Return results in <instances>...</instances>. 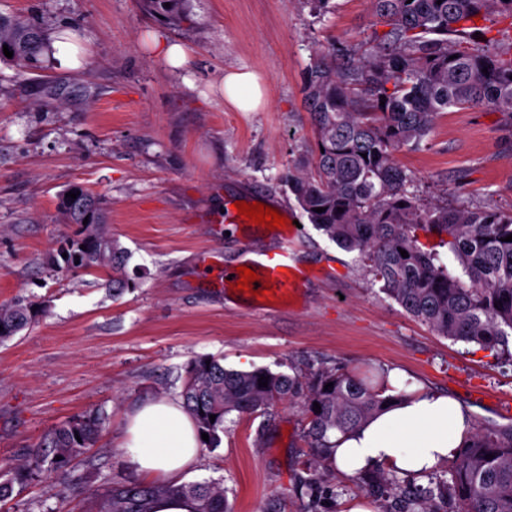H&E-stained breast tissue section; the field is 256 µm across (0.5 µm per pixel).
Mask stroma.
Listing matches in <instances>:
<instances>
[{
  "mask_svg": "<svg viewBox=\"0 0 512 512\" xmlns=\"http://www.w3.org/2000/svg\"><path fill=\"white\" fill-rule=\"evenodd\" d=\"M33 13L51 31L76 28L82 69L59 59L20 74L0 63V303L47 307L33 328L0 343V465L26 463L10 512H95L94 495L135 479L120 447L128 413L150 398L180 397L185 368L211 356L225 367L287 375L323 367H398L452 394L475 423L512 427V363L454 342L414 320L380 289L358 252L310 224L285 181L315 150L304 107L318 50L359 57L376 30L369 0H187L176 18L148 15L140 0H0V13ZM188 46L171 71L144 53L145 30ZM259 75L267 104L239 112L209 84L231 69ZM421 197L512 208V124L484 108H452L427 144L399 152ZM108 201L105 230L127 252L129 288L112 292L105 269L50 267L73 234L58 209L72 184ZM272 202L301 226L297 262L311 271L292 303L249 301L224 282L246 245L273 248L268 229L227 218L228 204ZM105 424L94 448L49 470L42 441L72 417ZM303 406L224 421L186 482H216L231 512H347L366 499L361 479L318 470L321 506L304 485L309 450Z\"/></svg>",
  "mask_w": 512,
  "mask_h": 512,
  "instance_id": "stroma-1",
  "label": "stroma"
}]
</instances>
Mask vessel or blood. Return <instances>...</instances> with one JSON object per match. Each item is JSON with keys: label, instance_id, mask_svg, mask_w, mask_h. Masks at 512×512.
<instances>
[{"label": "vessel or blood", "instance_id": "1", "mask_svg": "<svg viewBox=\"0 0 512 512\" xmlns=\"http://www.w3.org/2000/svg\"><path fill=\"white\" fill-rule=\"evenodd\" d=\"M296 236V225H289L280 235L279 246L261 251L259 261L250 265L251 270L260 276L259 281L253 284L254 289H262L263 278H271V299L296 296L308 277L295 261L292 244Z\"/></svg>", "mask_w": 512, "mask_h": 512}]
</instances>
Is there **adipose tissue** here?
I'll return each mask as SVG.
<instances>
[{
    "instance_id": "adipose-tissue-1",
    "label": "adipose tissue",
    "mask_w": 512,
    "mask_h": 512,
    "mask_svg": "<svg viewBox=\"0 0 512 512\" xmlns=\"http://www.w3.org/2000/svg\"><path fill=\"white\" fill-rule=\"evenodd\" d=\"M219 93L240 112H255L266 104L258 75L248 70L225 72ZM383 395L388 399L383 411L351 432L330 436L340 475L384 467L419 477L453 462L473 433L469 412L459 400L408 382L401 370L389 371ZM202 445L182 401L160 397L129 413L122 447L145 481L177 485L198 463Z\"/></svg>"
}]
</instances>
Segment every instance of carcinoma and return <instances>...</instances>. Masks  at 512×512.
I'll use <instances>...</instances> for the list:
<instances>
[{
	"label": "carcinoma",
	"mask_w": 512,
	"mask_h": 512,
	"mask_svg": "<svg viewBox=\"0 0 512 512\" xmlns=\"http://www.w3.org/2000/svg\"><path fill=\"white\" fill-rule=\"evenodd\" d=\"M182 2L142 0L145 10L167 14L177 13ZM372 8L376 23L387 31L374 36L366 56L334 66L320 57L307 68L304 100L317 130L314 164L288 170V187L309 222L339 247L359 251L374 280L408 315L455 342L509 355L512 242L503 238L512 234V209L418 199L407 191L412 177L396 154L419 148L452 107L483 106L512 119V47L504 51L493 38L474 42L465 34L479 20L512 19V0H372ZM50 40L34 16L0 14V61L18 72L44 68ZM5 45L13 51L10 58ZM318 207L325 211L316 212ZM58 208L79 230L58 242L48 263L71 271L108 268L113 288L128 287L126 251L104 231L102 196L82 188ZM421 231L448 247L458 267L439 262L435 247L420 242ZM403 250L408 257H402ZM45 314L42 306L20 298L1 303L0 342ZM262 375L268 377L265 387L259 386ZM330 382L333 388L324 389ZM181 396L211 445L233 411L244 416L265 413L277 401L302 404L311 414L305 438L313 472L328 461L330 434L354 430L386 402L373 383L349 370L290 376L267 368L228 369L205 357L187 366ZM316 402L319 413L313 411ZM101 425L94 414L74 417L42 446L65 463L94 447ZM362 480L381 502V512H390L383 502L391 495L403 498L404 512H436L434 499L443 493L430 488L421 498L384 470ZM451 490L457 512H512L511 428H475L453 463ZM160 496L191 498L196 512H229L218 484L137 481L117 482L98 494L97 512H152Z\"/></svg>",
	"instance_id": "carcinoma-1"
}]
</instances>
